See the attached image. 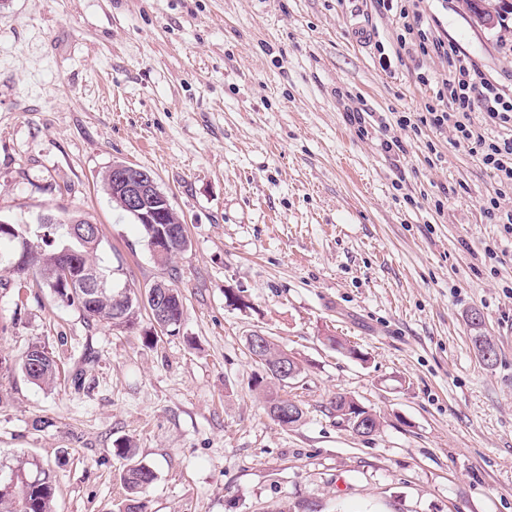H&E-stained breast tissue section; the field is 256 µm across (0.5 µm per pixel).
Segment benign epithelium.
<instances>
[{"label": "benign epithelium", "mask_w": 512, "mask_h": 512, "mask_svg": "<svg viewBox=\"0 0 512 512\" xmlns=\"http://www.w3.org/2000/svg\"><path fill=\"white\" fill-rule=\"evenodd\" d=\"M103 180L112 197L138 223L155 226L156 232L149 238L147 245L156 262L160 263L170 256L173 247L183 245L186 237L184 221L173 208L169 197L159 188L151 172L116 161L104 171ZM0 238L15 242L10 260L11 269L14 271L29 276L37 275L57 288H82L91 299L108 287L105 276L95 267L67 257L65 249L57 253L61 259L60 264L52 267L35 264L32 261V237L17 231L9 222L0 220ZM298 374L295 360L288 353H282L276 376L285 384ZM343 420L351 424L358 433L370 432L378 424L372 411L351 398L344 409Z\"/></svg>", "instance_id": "1"}]
</instances>
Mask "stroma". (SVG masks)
<instances>
[{
    "instance_id": "35a3bbf8",
    "label": "stroma",
    "mask_w": 512,
    "mask_h": 512,
    "mask_svg": "<svg viewBox=\"0 0 512 512\" xmlns=\"http://www.w3.org/2000/svg\"><path fill=\"white\" fill-rule=\"evenodd\" d=\"M419 11L512 87V37L459 0ZM396 34L376 0H0V219L89 218L116 285L171 278L184 303L155 337L148 315L89 320L0 264V467L54 471L55 512H119L131 462L156 473L149 512H512V238L483 211L512 190L425 123L417 75L447 66ZM378 40L400 54L390 70ZM349 101L388 133L360 137ZM115 161L150 171L183 217L170 265L104 193ZM474 310L495 366L472 347ZM254 332L301 367L278 389L303 409L293 426L253 387ZM35 343L53 387L17 365ZM339 395L379 430L356 435Z\"/></svg>"
}]
</instances>
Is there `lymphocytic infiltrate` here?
Listing matches in <instances>:
<instances>
[{"label":"lymphocytic infiltrate","mask_w":512,"mask_h":512,"mask_svg":"<svg viewBox=\"0 0 512 512\" xmlns=\"http://www.w3.org/2000/svg\"><path fill=\"white\" fill-rule=\"evenodd\" d=\"M378 2L384 11L395 14L401 25L399 47L417 44L421 51L435 53L448 64L444 76L433 79L423 73L418 77L419 83L433 88L436 105L428 110L431 125L452 130L459 140L470 144L502 185L512 188V93L483 81L468 55L421 29L408 0ZM478 103L498 126L496 136L488 137L475 129L471 113Z\"/></svg>","instance_id":"f902f5d3"}]
</instances>
